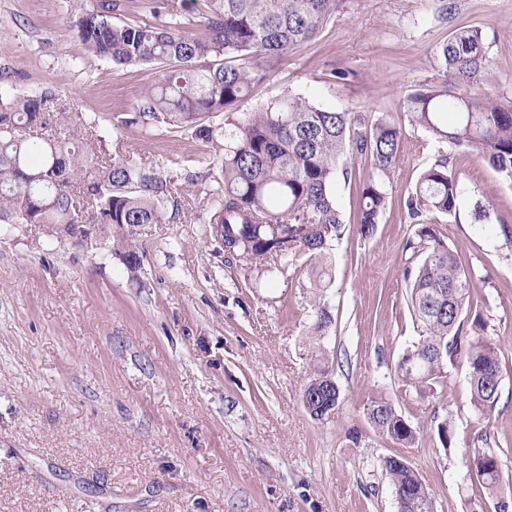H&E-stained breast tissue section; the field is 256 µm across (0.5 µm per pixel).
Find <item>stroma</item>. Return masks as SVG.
<instances>
[{"label":"stroma","mask_w":512,"mask_h":512,"mask_svg":"<svg viewBox=\"0 0 512 512\" xmlns=\"http://www.w3.org/2000/svg\"><path fill=\"white\" fill-rule=\"evenodd\" d=\"M460 28L482 30L489 80L512 97V0H341L319 38L272 64L240 106L251 112L288 93L387 117L404 131L368 239L356 232V214L370 163L343 158L344 231L325 258L334 322L320 340L306 255L273 275L224 255L197 187L184 180L206 173L201 143L121 126L161 68L88 56L63 0H0V86L29 96L50 88L64 107L99 116L107 153L166 165L188 205L174 221L136 227V266L118 250L46 246L37 224L0 232V512H397L382 468L389 456L417 471L436 512L512 503V442L502 441L512 433V244L501 234L512 226V184L478 154L435 139L403 107L438 76L436 49ZM338 69L347 80L332 79ZM443 155L460 198L455 215L431 222L471 272L472 310L500 349L499 398L485 421L473 410L464 358L438 399L404 391L395 373L417 336L404 278L415 231L405 200ZM320 346L341 390L324 421L301 403ZM381 397L416 427L413 445L374 431L367 407ZM445 420L448 448L437 434ZM490 441L502 445L494 496L467 480L465 466Z\"/></svg>","instance_id":"stroma-1"}]
</instances>
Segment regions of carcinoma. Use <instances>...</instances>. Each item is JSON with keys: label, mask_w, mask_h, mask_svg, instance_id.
<instances>
[{"label": "carcinoma", "mask_w": 512, "mask_h": 512, "mask_svg": "<svg viewBox=\"0 0 512 512\" xmlns=\"http://www.w3.org/2000/svg\"><path fill=\"white\" fill-rule=\"evenodd\" d=\"M338 6L339 0H149L150 20L117 22L124 0H101L96 10L67 0L69 26L89 54L115 65L166 68L121 125L143 137L163 127L170 133L190 131L213 149L206 156L210 182L202 190L208 223L223 225L224 236L215 241L249 264L268 258L276 270L299 252L310 259V275L325 276L320 262L343 230L335 197L337 176H348L341 159L347 153L364 155L380 173L399 159L403 133L396 123L369 124L359 115L299 96L272 100L229 123L214 121L265 79L264 63L312 43ZM195 16L199 34L187 29ZM437 53V81L410 93L403 107L435 138L477 152L512 182V97L489 88L482 31L457 30ZM55 102L51 89L38 96L0 92V224H41L53 240L87 247L114 242L135 265L134 228L173 220L180 211L171 177L161 164L138 168L120 156L99 157L96 144L103 136L95 116H75L85 142H70L64 110L55 109ZM77 182L87 198L85 210L70 193ZM459 195V179L441 159L421 173L407 199L417 224L406 248L421 257L415 270H405L417 338L398 360L396 373L418 397L436 398L447 383L448 363L462 355L469 364L473 405L487 417L498 399L499 350L491 338L464 332L470 319L485 330L483 317L472 318L468 310L474 282L427 223L431 213L453 214ZM360 196L357 233L368 239L387 196L372 176L363 182ZM87 224L107 228L95 237L85 230ZM313 321L321 338L333 323L321 295L314 302ZM301 401L315 420L330 417L339 406L333 364L323 353L313 360ZM368 419L378 434L403 447L416 440V428L384 398L371 401ZM382 467L392 481L398 512H435L431 493L407 462L388 457ZM466 468L478 473L480 487L497 493L502 472L493 449H474Z\"/></svg>", "instance_id": "1"}]
</instances>
